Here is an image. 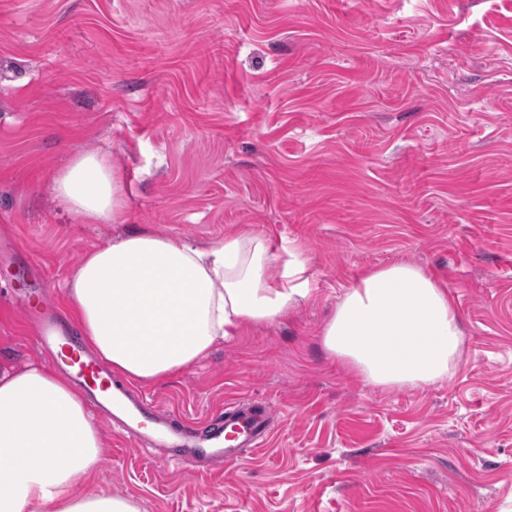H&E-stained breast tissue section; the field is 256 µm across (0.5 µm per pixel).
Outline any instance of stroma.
Wrapping results in <instances>:
<instances>
[{
    "label": "stroma",
    "mask_w": 512,
    "mask_h": 512,
    "mask_svg": "<svg viewBox=\"0 0 512 512\" xmlns=\"http://www.w3.org/2000/svg\"><path fill=\"white\" fill-rule=\"evenodd\" d=\"M107 155L124 221L52 193ZM299 246L313 298L141 390L205 425L268 401L208 473L102 427L78 486L142 512H512V0H0V367H49L26 303L66 311L83 255L134 230ZM402 259L448 287L466 361L381 389L321 344L339 295Z\"/></svg>",
    "instance_id": "1"
}]
</instances>
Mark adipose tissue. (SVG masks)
<instances>
[{"label":"adipose tissue","mask_w":512,"mask_h":512,"mask_svg":"<svg viewBox=\"0 0 512 512\" xmlns=\"http://www.w3.org/2000/svg\"><path fill=\"white\" fill-rule=\"evenodd\" d=\"M54 194L88 224H118L122 178L97 153L52 179ZM296 247L261 233L205 246L138 230L91 249L67 283V311L115 375L149 382L204 358L248 326L273 325L312 294ZM326 353L382 388H419L450 377L466 332L447 287L396 260L347 287L325 322ZM102 437L82 395L39 367L0 373V512H141L126 496L80 495Z\"/></svg>","instance_id":"1"}]
</instances>
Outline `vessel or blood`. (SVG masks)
I'll return each mask as SVG.
<instances>
[{"label": "vessel or blood", "mask_w": 512, "mask_h": 512, "mask_svg": "<svg viewBox=\"0 0 512 512\" xmlns=\"http://www.w3.org/2000/svg\"><path fill=\"white\" fill-rule=\"evenodd\" d=\"M34 342L49 351L107 422L120 423L135 442L167 449L170 465L194 470L205 461L230 463L240 458L243 448L263 444L272 431L271 408L261 401L248 408L225 404L220 417L202 431L176 420L148 394L114 377L58 317L40 315Z\"/></svg>", "instance_id": "obj_1"}]
</instances>
